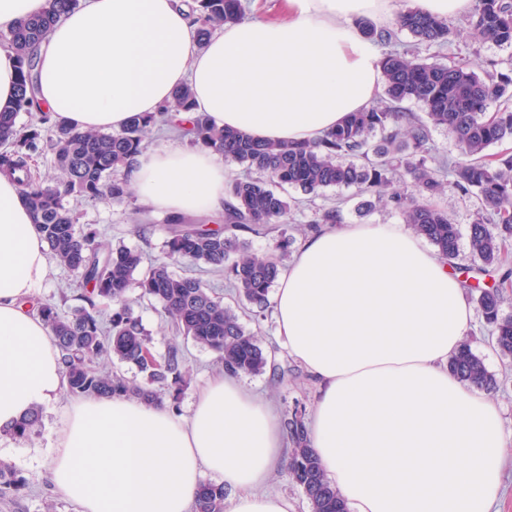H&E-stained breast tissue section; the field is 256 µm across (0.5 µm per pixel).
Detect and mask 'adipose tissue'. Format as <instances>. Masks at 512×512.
I'll return each instance as SVG.
<instances>
[{"label":"adipose tissue","mask_w":512,"mask_h":512,"mask_svg":"<svg viewBox=\"0 0 512 512\" xmlns=\"http://www.w3.org/2000/svg\"><path fill=\"white\" fill-rule=\"evenodd\" d=\"M391 0H281L199 43L184 0H80L38 50L53 121L122 130L184 84L220 128L302 142L379 98L376 46L357 21ZM224 161L168 148L138 156L129 180L169 214L223 210ZM49 273L16 177L0 174V429L66 398L45 479L79 512H191L203 474L233 489L227 512H289L264 489L282 458L278 412L217 372L189 416L128 397H65L54 338L30 307ZM277 334L318 381L310 444L349 512H490L508 456L499 404L448 370L474 310L448 263L403 224H344L310 235L273 299Z\"/></svg>","instance_id":"obj_1"}]
</instances>
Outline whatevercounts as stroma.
Returning a JSON list of instances; mask_svg holds the SVG:
<instances>
[{
  "label": "stroma",
  "instance_id": "35a3bbf8",
  "mask_svg": "<svg viewBox=\"0 0 512 512\" xmlns=\"http://www.w3.org/2000/svg\"><path fill=\"white\" fill-rule=\"evenodd\" d=\"M453 28L452 51L466 54L471 68L483 72L489 59L502 61L511 56L508 51L495 46L475 43L468 26L466 15L449 20ZM68 207L74 208L79 225L92 226L98 231V240L105 246L123 244L139 252L144 263H151L164 255V245L168 237L166 216L155 213L154 224L148 230H141L137 211L141 206L138 198L132 197L121 203L87 202L68 198ZM83 288L77 272L50 263L49 275L38 290L40 299L56 303L62 313H69L82 306ZM130 298L134 309L141 317L146 329L154 338L155 352H164L172 342L175 331L162 313L159 305L141 297L139 289H131ZM247 330L257 334L262 347L275 356L288 372L280 381H272L269 375H244L240 381L264 400L272 403L279 413H286L295 404L312 406L316 382L311 374L293 357L281 343L276 333V323L271 312H264L258 319H245ZM472 348L482 357L488 371L498 381L496 390L491 391L492 399L502 407V426L508 440L512 441V361L502 358L489 339V330L483 320H475L467 334ZM185 353V380L178 412L187 414L196 390L206 377L218 367L217 356L192 341H182ZM63 402H55L43 409L41 431L32 442L21 444L8 437H0V461L21 471L29 483L26 495L15 505H0V512H77L75 504L53 499L39 479V466L49 455L54 435L62 422Z\"/></svg>",
  "mask_w": 512,
  "mask_h": 512
}]
</instances>
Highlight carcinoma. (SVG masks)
<instances>
[{
  "instance_id": "carcinoma-1",
  "label": "carcinoma",
  "mask_w": 512,
  "mask_h": 512,
  "mask_svg": "<svg viewBox=\"0 0 512 512\" xmlns=\"http://www.w3.org/2000/svg\"><path fill=\"white\" fill-rule=\"evenodd\" d=\"M391 21L378 27L365 20L367 38L384 48L381 67L387 102L353 112L336 129L299 144L266 143L247 132L217 128L201 115L189 142L213 150L224 162L243 167L245 175L225 188L224 225L212 228L191 224L183 216L167 219L165 256L140 271V255L124 246L104 247L98 231L77 226L76 215L65 198L122 202L131 195L125 171L136 162L146 139L165 126L164 113L187 111L192 106L189 86L180 87L173 101L156 114L133 116L118 133L77 131L51 122L46 112L37 124L20 126L18 115L33 113L38 99L39 44L62 15L79 0H47L38 13L0 30V48L14 56L18 89L13 107L0 111V173L23 174L21 195L30 209L48 250L58 263L81 274L86 305L62 315L49 300L38 301V313L61 351L67 378L66 394L90 398L114 395L137 398L148 404L177 406L184 382V354L176 343L157 355L153 340L134 315L129 290L157 301L178 335L218 355L224 371L232 375H261L268 371L282 378L281 369L246 330L242 315H263L270 289L283 269L290 238L282 234L264 252H255L246 233L266 234L284 223L291 206L299 205L281 189L288 186L317 196L328 188L354 190L361 208L392 207L402 223L432 244L448 259L456 258L461 232L435 199L452 187L473 196L478 205L468 228V246L474 264L465 271L462 287L474 296L491 343L500 356L512 358V317L501 314L500 288L512 281V267L504 255L512 242V157L487 159L486 150L512 139V109L500 106L486 119L493 105L512 97V66L492 60L479 75L460 60L440 57L452 28L446 19L431 16L410 0ZM190 9L198 26L199 43L214 27L238 21L242 0H192ZM468 22L482 43L512 50V0H474ZM407 33L413 42L405 44ZM437 49L430 56L422 50ZM414 102L422 114L407 112L401 104ZM448 132L461 159L450 164L432 141V131ZM51 142L59 175L48 179L36 166L44 142ZM406 183L403 192H388L393 180ZM343 223L342 210L322 206L306 221L318 231L326 224ZM173 260H186L207 271H222L236 289L240 304L232 306L202 279L178 276ZM494 281L480 286V278ZM111 359L136 367L143 382L99 367ZM461 381L489 390L496 386L483 359L468 344L448 362ZM37 407L4 431L18 442H29L41 426ZM291 445L286 463L289 479L304 493L311 512H348L336 488L328 481L309 445L305 410L294 408L284 419ZM27 480L9 464L0 463V502L15 504L25 495ZM224 484H200L193 512H224Z\"/></svg>"
}]
</instances>
